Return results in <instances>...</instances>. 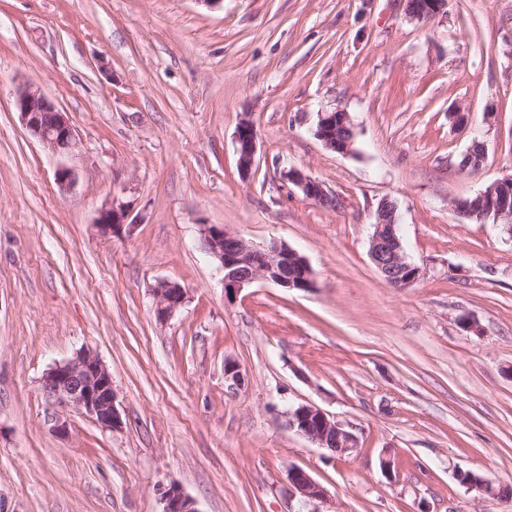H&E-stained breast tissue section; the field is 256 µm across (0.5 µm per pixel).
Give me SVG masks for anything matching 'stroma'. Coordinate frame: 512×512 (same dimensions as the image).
I'll return each instance as SVG.
<instances>
[{
  "instance_id": "1",
  "label": "stroma",
  "mask_w": 512,
  "mask_h": 512,
  "mask_svg": "<svg viewBox=\"0 0 512 512\" xmlns=\"http://www.w3.org/2000/svg\"><path fill=\"white\" fill-rule=\"evenodd\" d=\"M25 86L68 112L73 155L27 134ZM337 108L354 153L315 136ZM476 140L486 161L461 171ZM62 164L78 173L64 195ZM292 168L343 208L306 199ZM510 175L512 0H448L425 24L402 0H0V512H161L172 481L200 512H512V231L456 210ZM385 197L422 271L404 290L368 257ZM113 202L133 227L105 239L94 221ZM205 224L288 245L314 288L225 299ZM161 280L188 295L164 323ZM86 348L123 426L72 410L61 435L40 380ZM293 403L334 415L357 449L288 430ZM294 466L326 500L290 496ZM257 136L249 119H243L236 130L235 143L238 153L239 169L243 179L251 175L257 151Z\"/></svg>"
}]
</instances>
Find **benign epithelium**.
<instances>
[{"instance_id":"benign-epithelium-1","label":"benign epithelium","mask_w":512,"mask_h":512,"mask_svg":"<svg viewBox=\"0 0 512 512\" xmlns=\"http://www.w3.org/2000/svg\"><path fill=\"white\" fill-rule=\"evenodd\" d=\"M405 14L412 20L435 17L444 12L447 0H404ZM14 107L28 133L58 156L72 155L78 147L75 128L67 112L59 109L41 93L27 87L20 90ZM315 136L323 145L337 153L352 152L355 128L352 118L343 109L319 113ZM236 150L242 178L250 177L255 163L257 136L253 124L243 119L236 130ZM287 180L297 186L304 197L313 203L338 209L342 201L319 180L298 169L286 172ZM77 180L76 171L65 164L55 170V183L62 194L70 192ZM482 208L474 210L468 201L458 205L464 215L477 212L492 213L496 220L512 222V176L487 186L480 192ZM128 209L111 204L99 210L94 224L100 237L112 235L132 227L127 222ZM373 231L369 237L368 255L371 263L387 284L405 289L415 284L420 267L406 255L399 231L397 206L389 198L378 202ZM202 250L211 257L224 273V296L232 298L245 286L257 281H270L282 288L309 289L314 287L312 270L307 260L285 244L256 245L244 237L230 233L219 225H205L201 229ZM155 314L159 321L170 318L186 302L187 291L181 285L167 280L159 281L152 289ZM41 389L58 408L55 430L68 433L67 411L79 410L91 417L105 431L122 428L117 408V394L112 375L91 350L81 351L75 358L49 368L41 378ZM285 426L306 438L319 448L334 454H345L357 447V437L346 430L333 416L311 403L288 407L282 412ZM460 483L476 487L493 497L496 492L491 483L472 472L461 471ZM291 495L305 502L322 501L325 488L310 474L293 467L288 471ZM163 504L162 512H199L193 498L181 486L171 482L158 488Z\"/></svg>"}]
</instances>
